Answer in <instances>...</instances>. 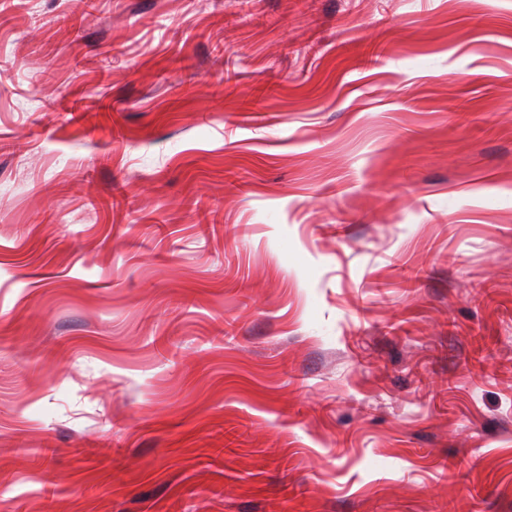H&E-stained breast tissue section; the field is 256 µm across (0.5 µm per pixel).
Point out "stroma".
<instances>
[{
  "label": "stroma",
  "mask_w": 512,
  "mask_h": 512,
  "mask_svg": "<svg viewBox=\"0 0 512 512\" xmlns=\"http://www.w3.org/2000/svg\"><path fill=\"white\" fill-rule=\"evenodd\" d=\"M0 512H512V0H0Z\"/></svg>",
  "instance_id": "35a3bbf8"
}]
</instances>
